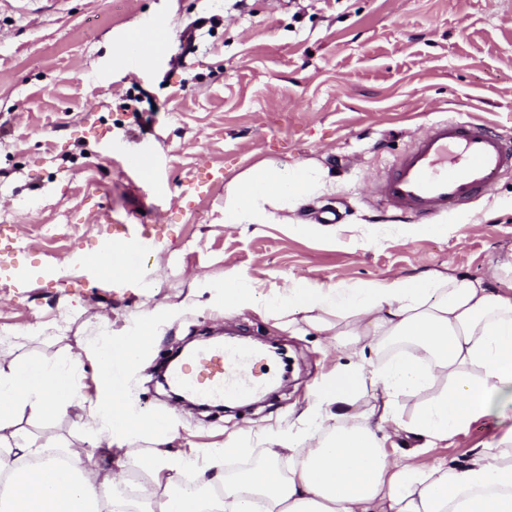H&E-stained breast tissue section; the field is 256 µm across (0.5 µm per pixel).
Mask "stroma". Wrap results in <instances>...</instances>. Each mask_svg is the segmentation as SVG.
<instances>
[{"mask_svg": "<svg viewBox=\"0 0 512 512\" xmlns=\"http://www.w3.org/2000/svg\"><path fill=\"white\" fill-rule=\"evenodd\" d=\"M195 49L181 32L196 19ZM171 29L169 45L136 80L114 71L118 43L139 21ZM472 117L512 138V0H0V225H19L0 262V360L83 355L80 406L49 422L24 414L5 439L88 445L96 336L121 340L143 316L153 337L112 380L139 415L170 420L178 455L239 443L240 463L267 448L263 432L296 425L315 383L345 362L323 336L251 309L228 316L216 284L247 274L274 295L318 285L416 276L430 270L512 277V173L466 206L426 221L394 218L374 185L432 122ZM149 153L146 185L126 159ZM271 158L329 171L324 193L298 215L336 216L329 234L284 224H224V187L182 196L196 168L233 179ZM163 241L147 285L91 277L111 224H153ZM108 215L110 224L98 223ZM285 347L289 383L235 412L173 403L155 375L181 347L217 329ZM512 420L486 417L422 462H465Z\"/></svg>", "mask_w": 512, "mask_h": 512, "instance_id": "stroma-1", "label": "stroma"}]
</instances>
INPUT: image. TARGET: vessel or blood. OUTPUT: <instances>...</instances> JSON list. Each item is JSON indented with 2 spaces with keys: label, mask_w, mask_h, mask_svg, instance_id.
Segmentation results:
<instances>
[{
  "label": "vessel or blood",
  "mask_w": 512,
  "mask_h": 512,
  "mask_svg": "<svg viewBox=\"0 0 512 512\" xmlns=\"http://www.w3.org/2000/svg\"><path fill=\"white\" fill-rule=\"evenodd\" d=\"M510 171L512 147L501 138L470 121L443 119L415 136L374 193L390 210L425 217L465 205ZM116 242L125 246L127 267L141 272L160 239L139 225H113L100 259L89 266L106 283L113 280L112 245ZM170 378L194 397L220 401L257 391L263 384L255 372L253 353L230 344L189 356L184 364L171 368Z\"/></svg>",
  "instance_id": "1"
}]
</instances>
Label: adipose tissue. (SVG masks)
<instances>
[{"instance_id": "1", "label": "adipose tissue", "mask_w": 512, "mask_h": 512, "mask_svg": "<svg viewBox=\"0 0 512 512\" xmlns=\"http://www.w3.org/2000/svg\"><path fill=\"white\" fill-rule=\"evenodd\" d=\"M326 183V172L311 163L258 161L227 183L224 223L277 222L306 231L295 213ZM219 289L225 311L264 305L289 325L304 322L336 349L357 354L397 343L404 350L380 362L340 364L323 376L299 418L303 434L272 436L269 465L250 470L239 482L224 479V460L233 453L229 445L208 449L196 488L179 484L195 453L174 457L156 450L138 456L137 466L163 485L160 499L143 495L139 512H512V431L452 466L390 458L377 434L387 427L421 439L423 447L444 448L480 418H512V279L493 285L429 271L328 288L300 280L262 301L244 274L228 271ZM152 333L145 318L120 343L94 345L100 376L108 377L114 359L136 361ZM80 364L71 356L56 366L0 365V432L19 413L51 420L72 406ZM426 387L433 395L403 418L401 398ZM89 410L110 448H124L146 433L160 441L175 434L164 419L132 420L117 386H104ZM46 450L43 444L12 445L0 436V473H14L0 502L5 512H108L123 472L99 478L76 452L66 467L48 473L23 468V461ZM286 450L298 456L284 471L273 460Z\"/></svg>"}]
</instances>
